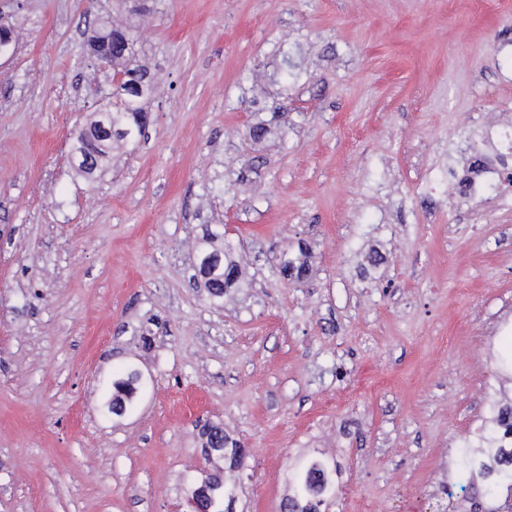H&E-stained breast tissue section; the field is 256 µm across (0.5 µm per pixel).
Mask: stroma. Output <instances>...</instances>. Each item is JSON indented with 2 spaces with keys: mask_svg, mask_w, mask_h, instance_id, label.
<instances>
[{
  "mask_svg": "<svg viewBox=\"0 0 512 512\" xmlns=\"http://www.w3.org/2000/svg\"><path fill=\"white\" fill-rule=\"evenodd\" d=\"M102 21L155 93L88 179ZM0 23V512H190L218 418L250 453L236 512H278L316 449L329 512H430L512 346V184L464 187L512 123V0H0ZM204 224L246 259L220 306L193 280ZM132 362L146 389L104 417Z\"/></svg>",
  "mask_w": 512,
  "mask_h": 512,
  "instance_id": "35a3bbf8",
  "label": "stroma"
}]
</instances>
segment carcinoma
Masks as SVG:
<instances>
[{
    "label": "carcinoma",
    "instance_id": "cac0c4a2",
    "mask_svg": "<svg viewBox=\"0 0 512 512\" xmlns=\"http://www.w3.org/2000/svg\"><path fill=\"white\" fill-rule=\"evenodd\" d=\"M114 67L125 74L123 82L112 88V105L100 109L90 118L84 130L76 132L73 151L76 170L91 176L99 171L114 150L134 144L145 135L149 124L146 105L154 94L149 72L138 65L134 55L119 49L112 55ZM236 248L224 238V226L204 224L197 237V281L213 303L224 301V295L242 285V271L235 259ZM281 272L287 279L303 280L310 267L305 258L285 260ZM146 385L139 368L124 366L112 377V390L101 405L105 417H123ZM492 416L473 440L464 441L458 453L460 490L471 494L463 512H512V403L502 405L489 401ZM204 456L213 450L224 456L221 478L205 474L189 491L196 501V512H233L232 497L238 490V472L244 467L245 450L240 441L224 429V422L209 421L199 432ZM329 471L328 463L319 456L309 458L288 475V502L291 512H327L330 496L324 495L310 505L302 490L317 484Z\"/></svg>",
    "mask_w": 512,
    "mask_h": 512
}]
</instances>
